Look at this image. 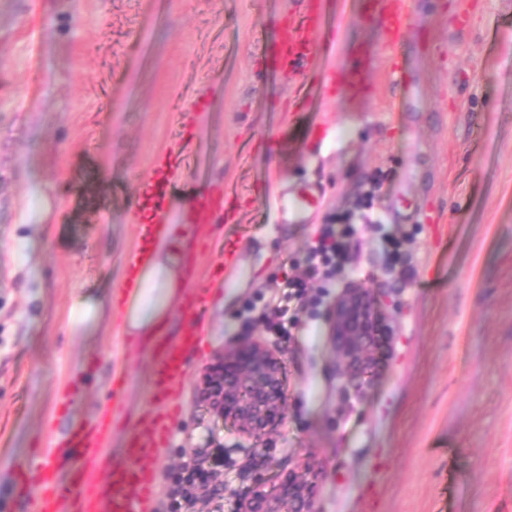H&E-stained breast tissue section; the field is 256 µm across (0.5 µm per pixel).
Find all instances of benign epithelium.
<instances>
[{
  "instance_id": "1",
  "label": "benign epithelium",
  "mask_w": 512,
  "mask_h": 512,
  "mask_svg": "<svg viewBox=\"0 0 512 512\" xmlns=\"http://www.w3.org/2000/svg\"><path fill=\"white\" fill-rule=\"evenodd\" d=\"M329 336L341 362V375L356 387L372 372L384 337L392 335L380 295L352 284L343 288L329 311ZM213 411L259 439L285 424L286 392L281 357L260 337L224 348L204 380ZM237 512H314L312 480L299 471L280 476L270 491L256 490Z\"/></svg>"
}]
</instances>
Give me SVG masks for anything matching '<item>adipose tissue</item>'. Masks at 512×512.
<instances>
[{
  "label": "adipose tissue",
  "mask_w": 512,
  "mask_h": 512,
  "mask_svg": "<svg viewBox=\"0 0 512 512\" xmlns=\"http://www.w3.org/2000/svg\"><path fill=\"white\" fill-rule=\"evenodd\" d=\"M185 240L183 225H168L166 234L152 241L147 260L137 265L122 289L116 290V297L126 302L123 334L141 337L174 331L173 315L181 306L185 289L181 274Z\"/></svg>",
  "instance_id": "obj_1"
}]
</instances>
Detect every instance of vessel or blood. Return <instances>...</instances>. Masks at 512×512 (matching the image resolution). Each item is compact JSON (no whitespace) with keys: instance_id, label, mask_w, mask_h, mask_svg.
Listing matches in <instances>:
<instances>
[{"instance_id":"obj_1","label":"vessel or blood","mask_w":512,"mask_h":512,"mask_svg":"<svg viewBox=\"0 0 512 512\" xmlns=\"http://www.w3.org/2000/svg\"><path fill=\"white\" fill-rule=\"evenodd\" d=\"M294 14L272 23L275 57L284 78L294 83L295 107H303L310 89L322 85L326 73L313 66L321 32L327 26L325 0H294ZM365 20L381 19L385 44L398 51L413 29L411 0H368ZM182 169L171 149L159 154L145 193L165 191ZM224 216V193L216 191L187 216L190 246L183 257L187 279L181 330L158 338L151 348L152 384L156 403L125 431L120 460H113L110 442L113 410L105 408L92 426L70 431L54 443L56 466L29 462L18 465L14 497L26 512H151L155 499V471L151 460L171 433L170 422L179 414L178 387L188 370V358L199 351L204 332L200 319L207 307L208 288L197 268L201 249L212 237V226ZM68 468L70 478L60 482L57 471Z\"/></svg>"}]
</instances>
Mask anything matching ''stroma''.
Masks as SVG:
<instances>
[{
	"instance_id": "stroma-1",
	"label": "stroma",
	"mask_w": 512,
	"mask_h": 512,
	"mask_svg": "<svg viewBox=\"0 0 512 512\" xmlns=\"http://www.w3.org/2000/svg\"><path fill=\"white\" fill-rule=\"evenodd\" d=\"M412 7L419 28L390 62L362 0H330L334 50L320 65H350L364 47L369 83L314 90L290 115L265 22L291 0H0V501L45 439L96 419L111 380L123 382L122 422L151 400L149 359L119 335L109 295L140 241L139 186L181 141L171 220L193 190H223L238 204L220 231L240 270L205 311L210 335L152 463L155 512L184 456L218 448L224 465L193 512H235L304 463L315 512H364L371 486L375 512H512V0ZM379 171L383 233L359 231L335 286L309 288L291 336H268L276 283ZM37 188L50 207L34 224ZM387 234L403 240L412 280L386 271ZM351 283L375 289L395 326L357 390L328 335ZM87 298L101 311L79 327ZM263 335L284 360L287 414L256 443L216 416L202 385L226 346Z\"/></svg>"
}]
</instances>
